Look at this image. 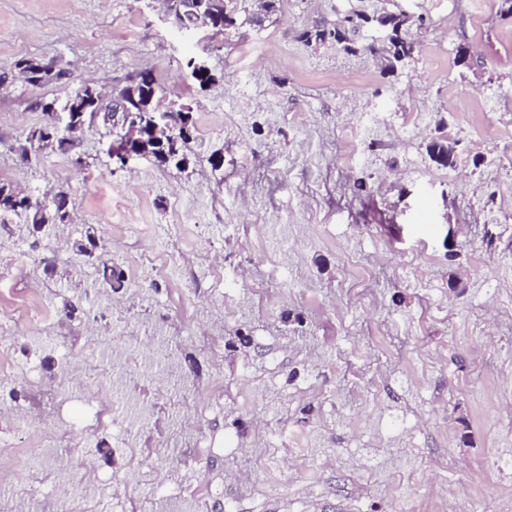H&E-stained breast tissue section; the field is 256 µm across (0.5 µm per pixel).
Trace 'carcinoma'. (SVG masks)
Returning <instances> with one entry per match:
<instances>
[{"instance_id":"obj_1","label":"carcinoma","mask_w":512,"mask_h":512,"mask_svg":"<svg viewBox=\"0 0 512 512\" xmlns=\"http://www.w3.org/2000/svg\"><path fill=\"white\" fill-rule=\"evenodd\" d=\"M164 4L167 12L173 17L188 24L193 22V16L186 11V0H164ZM195 7L197 14L213 21V24L206 26V29L220 33L224 31V13H234L239 20L237 23L239 29L246 25L260 27L266 20L277 14L281 7V0H272L269 10L256 16L250 12V0H196ZM368 24L382 29L385 36L379 41L370 43V47L364 49L361 43V31ZM424 24L423 16L415 17L402 10H391L388 7V0H376L357 11L337 17L332 23L314 21L302 29L299 39L307 46L327 40L334 45L336 53L346 57H367L373 60L379 55L383 60L382 74L392 76L403 65L414 60L417 45L413 32L421 29ZM15 67L30 71L33 74L30 84L35 87L59 82L69 76V72L54 60L23 58L17 61ZM100 91L101 88L93 83H82L69 96V101L74 103L70 112L77 114L88 126L94 123L95 107L92 93L98 94ZM154 91L159 95L164 94V89L149 71L138 73L137 78L120 87V94L127 107L124 120L131 124L138 123L144 128L148 127L152 119L148 97ZM38 106L43 110L44 122L29 130L25 139L18 143L16 152L20 158L24 161L30 160L28 153L31 150L36 153L72 152L76 142L67 138L63 130H58L54 136L47 133L50 123V113L47 112L48 103L42 101ZM179 107V111L172 113L177 130L176 140L170 150L177 157L185 159L187 145L193 139L196 127L191 104L181 101ZM444 129L445 124L439 123L437 133L432 135L426 143V152L430 159L442 165L450 163V160L437 158L436 151L453 154L457 146V141L451 139ZM7 214L25 215L27 223L31 224L35 231L72 221L68 196L65 192L58 191L32 198L18 190L15 185L0 181V216ZM102 275L114 291L125 285V272L117 264L102 262Z\"/></svg>"}]
</instances>
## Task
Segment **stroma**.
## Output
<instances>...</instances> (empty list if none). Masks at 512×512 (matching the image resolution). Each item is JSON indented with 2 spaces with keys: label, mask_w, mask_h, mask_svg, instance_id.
<instances>
[{
  "label": "stroma",
  "mask_w": 512,
  "mask_h": 512,
  "mask_svg": "<svg viewBox=\"0 0 512 512\" xmlns=\"http://www.w3.org/2000/svg\"><path fill=\"white\" fill-rule=\"evenodd\" d=\"M358 4L283 0L241 38L182 32L159 0H0V179L36 196L66 191L74 212L71 224L38 233L24 216L0 218V300L28 286L41 306L19 319L0 311V337L14 336L21 359L43 352L55 322L86 336L98 315L109 337L141 338L115 397L130 427L103 432L93 456L96 512H122L130 444L154 472L140 496L171 502L197 485L211 512H448L452 496L461 512L512 507V181L499 177L512 169V111L497 107L512 103V18H497V0H391L426 26L415 62L387 78L299 39L312 21ZM460 44L487 57L484 73L456 66ZM26 57L58 60L69 83L13 79ZM192 57L206 60L215 86L188 76ZM144 70L193 105L186 169L150 156L117 164L101 124L79 140L83 165L59 153L21 161L14 147L42 123L38 101L66 99L85 81L109 89ZM351 71L359 82H346ZM397 104L425 110L427 123L401 136L387 123ZM361 112L378 122L374 149L349 167L336 152ZM442 118L458 142L449 167L425 150ZM491 119L501 135L489 136ZM479 153L492 164L474 166ZM116 196L127 209L110 207ZM132 224L148 225L149 237L130 236ZM90 233L102 259L76 252ZM144 252L167 257L163 277L136 267ZM348 253L367 271L361 302ZM105 259L124 269V294L105 283ZM244 268L268 274L277 301L253 305ZM228 291L235 320L221 315ZM287 312L304 316L302 335L283 323ZM244 325L250 344L228 348ZM158 333L176 337L172 364L208 407L212 453L171 456L162 419L136 401L162 373L150 352ZM235 365L251 407L208 404Z\"/></svg>",
  "instance_id": "obj_1"
}]
</instances>
